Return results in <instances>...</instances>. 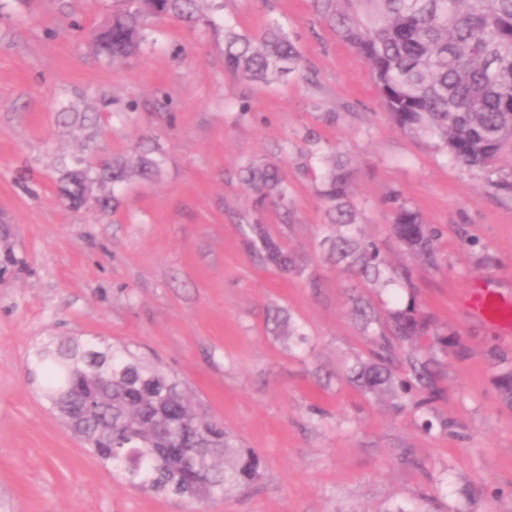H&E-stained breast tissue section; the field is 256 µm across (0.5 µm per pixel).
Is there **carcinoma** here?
I'll list each match as a JSON object with an SVG mask.
<instances>
[{
	"label": "carcinoma",
	"instance_id": "cac0c4a2",
	"mask_svg": "<svg viewBox=\"0 0 512 512\" xmlns=\"http://www.w3.org/2000/svg\"><path fill=\"white\" fill-rule=\"evenodd\" d=\"M121 2L124 7L90 33L98 54L114 62L140 52L150 18L213 26L201 4L209 3L213 12L224 9L223 0ZM312 9L369 67L396 127L431 137L443 156L512 192V183L492 179L504 151L512 153V0H312ZM301 65V53L280 23H270L261 34L224 24V68L237 77L266 83ZM319 164L318 175L306 161L297 163L296 172L315 181L328 230L322 245L356 277L352 307L369 336L367 356L356 358L347 380L365 396L390 398L397 412H418L423 432L449 431L453 423L435 409L446 397L436 351L448 353L457 334L417 305L409 269L393 266L382 243L363 235L347 162L330 152ZM60 167V199L76 210L109 212L117 208L118 196H94L90 184L150 180L160 174L162 159L156 147L146 145L133 163L94 165L76 158ZM241 180L256 211L287 199L292 190L279 163L267 159L248 163ZM389 203L394 241L423 268L438 269L440 228L396 196ZM243 243L286 278L307 271V263L265 224H247ZM397 282L408 290L402 306L381 309L366 296ZM492 356L498 395L512 409V357ZM36 360L45 372V397L64 425L131 486L202 501L261 478L258 454L235 443L160 362L124 346L96 348L73 339L42 345Z\"/></svg>",
	"mask_w": 512,
	"mask_h": 512
}]
</instances>
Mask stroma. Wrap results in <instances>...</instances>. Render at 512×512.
Returning a JSON list of instances; mask_svg holds the SVG:
<instances>
[{"mask_svg": "<svg viewBox=\"0 0 512 512\" xmlns=\"http://www.w3.org/2000/svg\"><path fill=\"white\" fill-rule=\"evenodd\" d=\"M112 0H0V512H512V410L493 384L491 349L507 340L465 313L473 281L512 300V197L446 160L431 139L398 129L370 71L313 13L310 0H224L239 31L281 23L301 69L270 84L224 69L223 28L148 20L142 51L98 57L87 33ZM163 94L171 121L114 100ZM98 110L86 132L60 112ZM335 121H328V113ZM163 152L160 177L133 183L116 212L57 198L60 159ZM282 157L293 224L262 217L309 262L285 279L242 242L250 200L237 177ZM335 148L353 172L365 236L385 241L391 196L442 229L439 270L414 267L418 302L450 325L444 356L452 432L419 431L414 414L345 379L368 341L350 277L322 249L324 207L295 176V146ZM276 307L304 328L296 345L265 324ZM120 344L162 363L242 446L263 478L227 498L191 503L130 486L60 422L34 348L50 337Z\"/></svg>", "mask_w": 512, "mask_h": 512, "instance_id": "1", "label": "stroma"}]
</instances>
